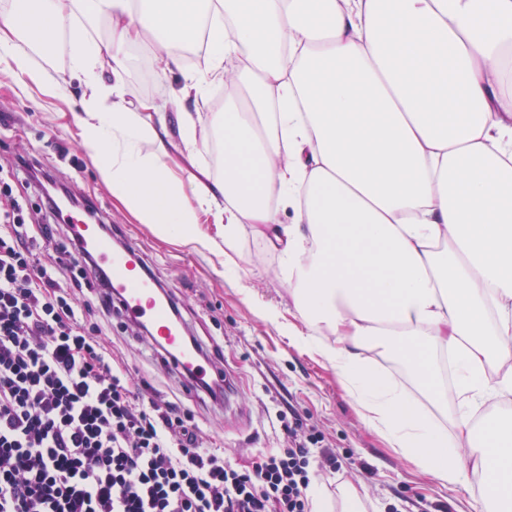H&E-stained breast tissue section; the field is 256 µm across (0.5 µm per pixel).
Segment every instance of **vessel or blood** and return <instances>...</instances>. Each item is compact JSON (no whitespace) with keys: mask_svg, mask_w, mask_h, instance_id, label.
<instances>
[{"mask_svg":"<svg viewBox=\"0 0 512 512\" xmlns=\"http://www.w3.org/2000/svg\"><path fill=\"white\" fill-rule=\"evenodd\" d=\"M62 218L81 250L93 254L110 272L108 293L123 319L149 328L148 343L160 354L162 364L183 377L189 391L223 387V368L187 342L184 326L172 318L169 294L147 274L135 247L115 249L100 225L82 213L66 210Z\"/></svg>","mask_w":512,"mask_h":512,"instance_id":"1","label":"vessel or blood"}]
</instances>
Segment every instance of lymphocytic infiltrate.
Here are the masks:
<instances>
[{
  "label": "lymphocytic infiltrate",
  "mask_w": 512,
  "mask_h": 512,
  "mask_svg": "<svg viewBox=\"0 0 512 512\" xmlns=\"http://www.w3.org/2000/svg\"><path fill=\"white\" fill-rule=\"evenodd\" d=\"M0 512H309L321 432L292 413L289 447L235 468L178 403L129 382L93 311L107 274L31 224L0 180ZM73 270L72 288L61 271Z\"/></svg>",
  "instance_id": "f902f5d3"
}]
</instances>
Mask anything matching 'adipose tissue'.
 Instances as JSON below:
<instances>
[{
	"instance_id": "ef3b65f1",
	"label": "adipose tissue",
	"mask_w": 512,
	"mask_h": 512,
	"mask_svg": "<svg viewBox=\"0 0 512 512\" xmlns=\"http://www.w3.org/2000/svg\"><path fill=\"white\" fill-rule=\"evenodd\" d=\"M101 18L111 33L96 42ZM65 30L89 92L81 143L125 208L230 265L251 227L288 269L289 335L365 424L443 486L481 474L473 512H512V412L471 422L512 399V0H80L75 13L20 0L0 19V71L60 94L30 52ZM148 36L162 72L206 41L181 90L198 106L214 83L238 89L213 119L224 176L211 186H185L168 162L171 132L197 150L192 113L128 109L99 75ZM380 357L407 362L424 400Z\"/></svg>"
}]
</instances>
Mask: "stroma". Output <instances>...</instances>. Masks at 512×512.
I'll return each mask as SVG.
<instances>
[{"instance_id":"obj_1","label":"stroma","mask_w":512,"mask_h":512,"mask_svg":"<svg viewBox=\"0 0 512 512\" xmlns=\"http://www.w3.org/2000/svg\"><path fill=\"white\" fill-rule=\"evenodd\" d=\"M152 59L151 42L130 50L128 73L117 79L125 105L133 109L149 98L170 115L194 111V102L177 98L176 92L186 72L202 67L203 59L165 73ZM33 61L65 91L51 97L40 85L0 73V167L11 170L16 156H30L74 197L95 205L104 224L114 227L115 243L132 244L153 276L173 292L190 335L224 363L234 392L223 405L187 395L181 380L145 346L139 327L115 315L92 314L133 381H148L163 398L189 409L195 424L236 467L287 447L281 418L298 411L324 435L327 451L336 458V471H326L317 459L310 467L311 481L321 487L332 512H340L345 487L359 500V512H469L479 493V477L451 491L418 471L367 428L332 370L298 349L280 325L263 315L266 306L283 315L293 307L277 252L243 231L235 273L222 255L161 239L149 225L137 223L113 197L95 158L79 142L73 116L82 110L85 87L70 75L67 50L37 54ZM169 151L177 161L174 173L184 183L205 174L218 179L224 172L219 138L209 129H198L195 156L187 155L177 137Z\"/></svg>"}]
</instances>
